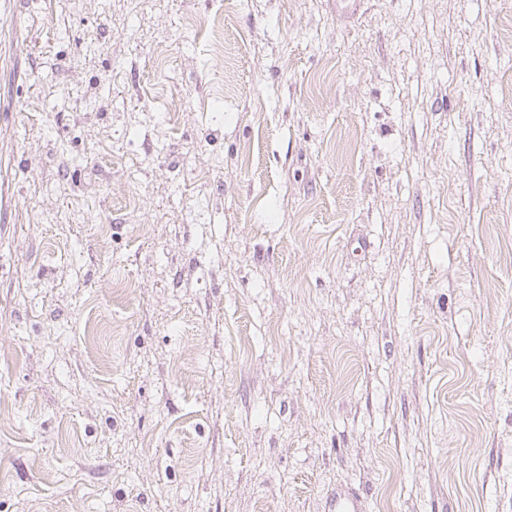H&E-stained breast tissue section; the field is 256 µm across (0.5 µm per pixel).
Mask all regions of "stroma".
I'll return each mask as SVG.
<instances>
[{
	"mask_svg": "<svg viewBox=\"0 0 512 512\" xmlns=\"http://www.w3.org/2000/svg\"><path fill=\"white\" fill-rule=\"evenodd\" d=\"M0 512H512V0H0Z\"/></svg>",
	"mask_w": 512,
	"mask_h": 512,
	"instance_id": "35a3bbf8",
	"label": "stroma"
}]
</instances>
